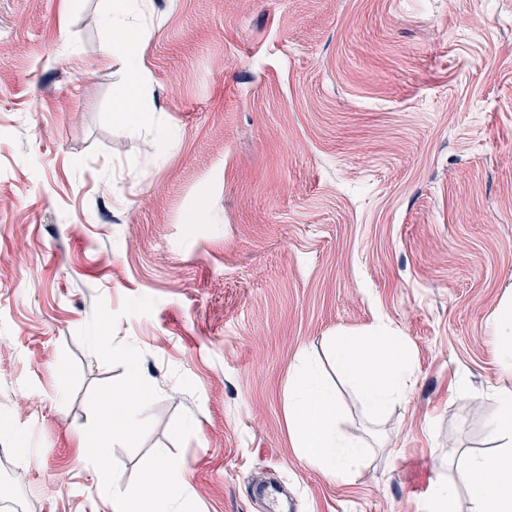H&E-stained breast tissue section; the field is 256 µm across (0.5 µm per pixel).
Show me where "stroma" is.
<instances>
[{
  "label": "stroma",
  "mask_w": 512,
  "mask_h": 512,
  "mask_svg": "<svg viewBox=\"0 0 512 512\" xmlns=\"http://www.w3.org/2000/svg\"><path fill=\"white\" fill-rule=\"evenodd\" d=\"M110 0H0V512H112L81 442L91 389L121 377L78 338L97 301L159 393L128 488L177 456L200 512H425L437 480L469 512L461 453L505 380L512 298V0H142L141 100L114 112ZM150 297V314H122ZM408 343L405 400L371 415L331 336ZM366 444L343 476L288 424L300 351ZM495 326L503 347L501 368L509 380L512 378V308L510 306L499 310L495 317Z\"/></svg>",
  "instance_id": "obj_1"
}]
</instances>
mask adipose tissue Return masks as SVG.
<instances>
[{"label": "adipose tissue", "instance_id": "adipose-tissue-1", "mask_svg": "<svg viewBox=\"0 0 512 512\" xmlns=\"http://www.w3.org/2000/svg\"><path fill=\"white\" fill-rule=\"evenodd\" d=\"M138 0H121L112 23L124 27L125 38L107 42L106 56L129 59L127 81L116 106L131 131L153 125L152 113L136 107L147 84V70L132 59L140 36L134 17ZM495 326L502 341L501 368L509 378L497 394V409L488 425L495 453L467 457L463 472L468 482L470 512H512V308L499 310ZM334 361L339 374L356 390L363 404L382 411L405 399L412 373L409 350L402 337L387 329L372 336L339 335L334 340ZM340 406L336 392L312 367L293 370L288 386V416L303 455L322 471L341 475L361 454L362 445L338 426Z\"/></svg>", "mask_w": 512, "mask_h": 512}]
</instances>
